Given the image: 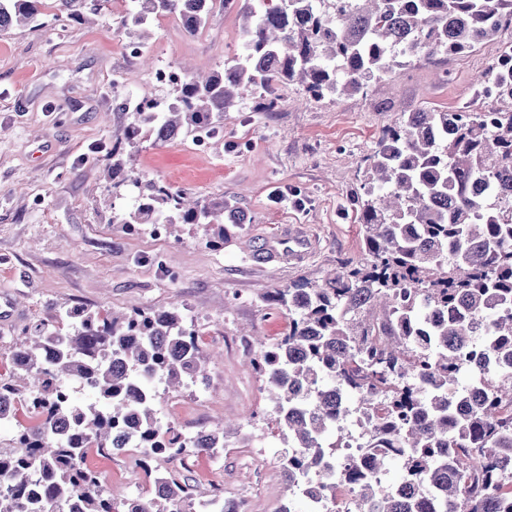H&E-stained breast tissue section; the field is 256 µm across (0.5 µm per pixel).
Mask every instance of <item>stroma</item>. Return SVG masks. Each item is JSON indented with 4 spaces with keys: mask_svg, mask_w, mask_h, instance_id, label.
<instances>
[{
    "mask_svg": "<svg viewBox=\"0 0 512 512\" xmlns=\"http://www.w3.org/2000/svg\"><path fill=\"white\" fill-rule=\"evenodd\" d=\"M180 18L151 22L150 66L125 49L115 25L72 20L0 32V302L11 299L26 314L0 325V378L8 377L13 341L38 319L73 306L131 312L181 302L203 346L219 350L206 389L161 393L162 419L188 433L239 416L252 446L226 438L220 456L190 465L166 457L153 468L178 479L192 477L204 494L249 493L253 512H280L282 476L275 463L284 445L271 431L272 404L247 364L239 329L273 346L287 320L270 297L275 287L322 280L362 251L357 215L347 203L359 191L363 160L377 148L379 130L397 114L450 109L472 98L478 72L497 54L488 43L463 58L412 65L395 80L376 83L369 95L316 101L296 87L279 88L280 109L264 112L245 98L224 116L222 145L194 147L191 138L165 144L144 141L136 167L198 197L222 195L237 203L241 234L223 247L209 243L202 224L178 234L129 232L112 218L125 192L107 189L102 159L122 137L130 106L146 98L169 100L172 86L151 79L156 68L190 64L201 71L224 65L240 49V16L217 0L196 34ZM449 71L440 82L436 69ZM281 188L285 203L271 201ZM301 225L316 250L301 265L257 264L249 255L281 226ZM103 485L120 493H149L133 477L130 458L89 456Z\"/></svg>",
    "mask_w": 512,
    "mask_h": 512,
    "instance_id": "stroma-1",
    "label": "stroma"
}]
</instances>
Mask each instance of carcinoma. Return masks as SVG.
I'll use <instances>...</instances> for the list:
<instances>
[{"label":"carcinoma","instance_id":"1","mask_svg":"<svg viewBox=\"0 0 512 512\" xmlns=\"http://www.w3.org/2000/svg\"><path fill=\"white\" fill-rule=\"evenodd\" d=\"M204 0H128L118 31L145 47L149 19L191 5L192 34L209 11ZM93 0H0V31L41 17L65 22L99 15ZM244 47L221 70L200 77L179 70L174 96L131 113L112 146L104 179L131 185L130 209L113 223L132 232L204 224L221 247L242 228L224 196L201 201L136 172L148 139L164 143L204 127L224 130V113L258 94L263 107L281 85L307 97L365 94L415 61L500 42L494 70L474 80L482 96L494 83L496 112L422 109L383 127L365 159L362 192L352 198L361 224L360 257L320 282L275 289L288 316L283 337L260 347L250 365L270 394L289 451L288 503L310 507L327 487L312 475L336 461V430L346 418L380 434L379 470L403 461L393 484L346 473L368 512H512V0H262L244 9ZM217 353L200 343L182 306L115 316L69 307L33 323L11 350L13 373L0 379V423L17 422L0 448V512H224V497L197 499L194 486L153 472L149 460L213 456L235 427L191 436L158 417L155 382L177 390L207 377ZM80 385L96 397L75 402ZM25 402L35 424L18 423ZM130 427L136 466L154 497L126 496L85 465L91 448L112 454L113 435Z\"/></svg>","mask_w":512,"mask_h":512}]
</instances>
